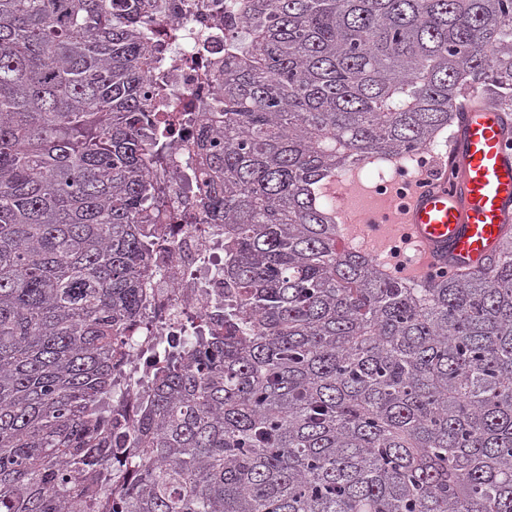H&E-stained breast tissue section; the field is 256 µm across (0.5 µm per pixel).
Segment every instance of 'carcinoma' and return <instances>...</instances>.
<instances>
[{"label":"carcinoma","instance_id":"carcinoma-1","mask_svg":"<svg viewBox=\"0 0 512 512\" xmlns=\"http://www.w3.org/2000/svg\"><path fill=\"white\" fill-rule=\"evenodd\" d=\"M195 142L233 303L112 398L181 117L161 0H0V512H512V230L424 285L336 251L333 179L512 114V0H241Z\"/></svg>","mask_w":512,"mask_h":512}]
</instances>
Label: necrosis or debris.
Wrapping results in <instances>:
<instances>
[{
    "mask_svg": "<svg viewBox=\"0 0 512 512\" xmlns=\"http://www.w3.org/2000/svg\"><path fill=\"white\" fill-rule=\"evenodd\" d=\"M165 4L148 30L158 39L168 26L178 28L179 38L164 45L167 57L177 66L156 73L154 80L164 97L181 107L183 120L174 134L171 161L160 173V204L169 222L147 279L143 310L150 325L138 335L125 337L127 360L116 373L120 389L127 392L126 410L131 414L138 405L135 391L157 362L159 351L185 336V316L198 323L208 321L217 299L234 296L215 273L224 263V227L203 222L198 192L185 177L197 166L191 146L199 131L196 117L202 104L210 101L215 85L214 77L207 74V61L223 53L225 42L240 38L246 24L229 0H165Z\"/></svg>",
    "mask_w": 512,
    "mask_h": 512,
    "instance_id": "obj_1",
    "label": "necrosis or debris"
}]
</instances>
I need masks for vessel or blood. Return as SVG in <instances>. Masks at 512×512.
Listing matches in <instances>:
<instances>
[{"mask_svg": "<svg viewBox=\"0 0 512 512\" xmlns=\"http://www.w3.org/2000/svg\"><path fill=\"white\" fill-rule=\"evenodd\" d=\"M512 123L484 104L464 108L442 158L446 176L427 185L392 186L359 211L339 188L346 225L337 240L360 238L387 252L408 247L404 278L428 282L437 275L488 271L512 226Z\"/></svg>", "mask_w": 512, "mask_h": 512, "instance_id": "b4317fda", "label": "vessel or blood"}]
</instances>
